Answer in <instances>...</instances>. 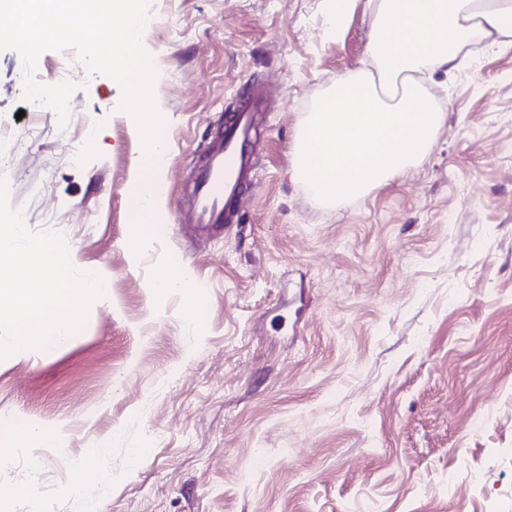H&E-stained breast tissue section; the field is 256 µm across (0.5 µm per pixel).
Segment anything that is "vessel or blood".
Here are the masks:
<instances>
[{"instance_id": "obj_1", "label": "vessel or blood", "mask_w": 512, "mask_h": 512, "mask_svg": "<svg viewBox=\"0 0 512 512\" xmlns=\"http://www.w3.org/2000/svg\"><path fill=\"white\" fill-rule=\"evenodd\" d=\"M265 108L263 90L249 89L223 133L209 142L192 172L183 223L206 229L238 222L243 195L257 178L254 130Z\"/></svg>"}]
</instances>
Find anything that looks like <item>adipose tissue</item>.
Wrapping results in <instances>:
<instances>
[{
    "mask_svg": "<svg viewBox=\"0 0 512 512\" xmlns=\"http://www.w3.org/2000/svg\"><path fill=\"white\" fill-rule=\"evenodd\" d=\"M476 34L512 37V0H379L369 35L377 74L338 77L310 112L297 175L319 197L341 200L404 174L445 118L418 74L453 69Z\"/></svg>",
    "mask_w": 512,
    "mask_h": 512,
    "instance_id": "obj_1",
    "label": "adipose tissue"
}]
</instances>
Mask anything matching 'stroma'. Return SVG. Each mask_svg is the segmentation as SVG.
<instances>
[{"mask_svg":"<svg viewBox=\"0 0 512 512\" xmlns=\"http://www.w3.org/2000/svg\"><path fill=\"white\" fill-rule=\"evenodd\" d=\"M377 3L334 33L327 0H151L165 156L138 252L121 86L42 53L37 80L77 84L63 124L0 51L11 202L109 282L66 341L0 359V512H512V41L425 76L446 115L403 175L326 202L292 174L308 113L372 67ZM255 84L242 220L195 234L187 176Z\"/></svg>","mask_w":512,"mask_h":512,"instance_id":"35a3bbf8","label":"stroma"}]
</instances>
